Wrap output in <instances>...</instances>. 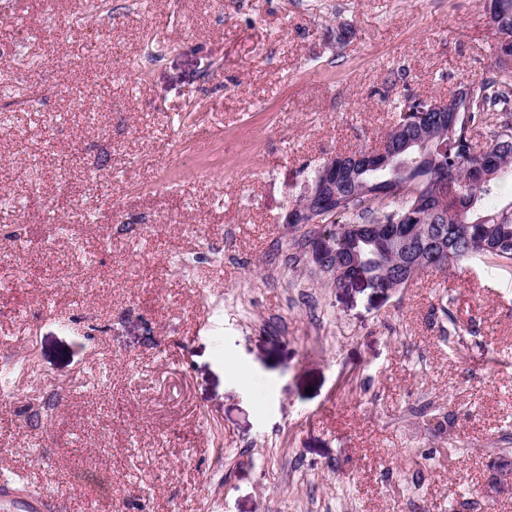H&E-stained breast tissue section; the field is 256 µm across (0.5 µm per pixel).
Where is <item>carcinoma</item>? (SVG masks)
Here are the masks:
<instances>
[{"mask_svg": "<svg viewBox=\"0 0 512 512\" xmlns=\"http://www.w3.org/2000/svg\"><path fill=\"white\" fill-rule=\"evenodd\" d=\"M493 27L496 53L512 54V0H497ZM467 85L471 103L456 122L437 123L426 111L429 100L414 94L396 106L393 127L383 140L413 146L386 170H366L358 181L343 178L330 194L303 199L298 207L321 218L349 221L327 232L312 249L320 272L338 270L369 287L404 288L426 269H448L470 260L500 261L512 267V199L500 188L512 181V122L497 118L512 102V73L499 68ZM493 127L491 143L477 149L475 126ZM444 185L448 201L437 208L431 188Z\"/></svg>", "mask_w": 512, "mask_h": 512, "instance_id": "carcinoma-1", "label": "carcinoma"}]
</instances>
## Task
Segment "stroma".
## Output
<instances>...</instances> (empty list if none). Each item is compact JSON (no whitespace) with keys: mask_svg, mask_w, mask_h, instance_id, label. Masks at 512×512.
Here are the masks:
<instances>
[{"mask_svg":"<svg viewBox=\"0 0 512 512\" xmlns=\"http://www.w3.org/2000/svg\"><path fill=\"white\" fill-rule=\"evenodd\" d=\"M4 32L0 367L40 381L0 473L61 512H512V268L340 288L286 222L494 63L484 0H0Z\"/></svg>","mask_w":512,"mask_h":512,"instance_id":"1","label":"stroma"}]
</instances>
